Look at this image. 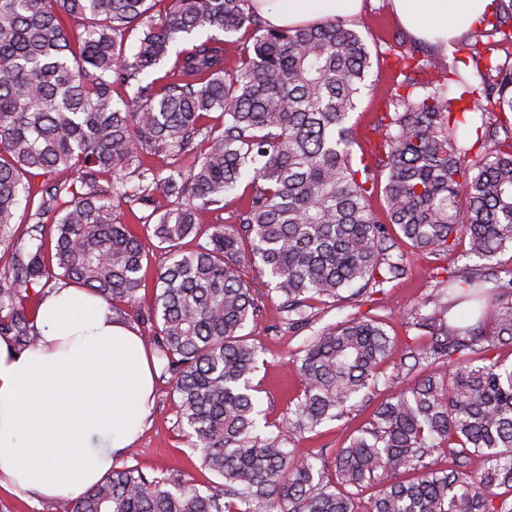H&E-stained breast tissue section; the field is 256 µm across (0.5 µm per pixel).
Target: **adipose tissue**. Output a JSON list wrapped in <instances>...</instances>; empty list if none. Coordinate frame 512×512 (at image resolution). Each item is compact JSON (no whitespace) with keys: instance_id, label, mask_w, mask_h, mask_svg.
<instances>
[{"instance_id":"obj_1","label":"adipose tissue","mask_w":512,"mask_h":512,"mask_svg":"<svg viewBox=\"0 0 512 512\" xmlns=\"http://www.w3.org/2000/svg\"><path fill=\"white\" fill-rule=\"evenodd\" d=\"M276 27L356 14L362 0H258ZM401 23L439 51L495 13L497 0H393ZM40 341L0 337V488L70 501L133 445L153 395L154 359L109 303L73 285L37 308Z\"/></svg>"}]
</instances>
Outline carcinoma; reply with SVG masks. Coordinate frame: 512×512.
<instances>
[{"label":"carcinoma","instance_id":"1","mask_svg":"<svg viewBox=\"0 0 512 512\" xmlns=\"http://www.w3.org/2000/svg\"><path fill=\"white\" fill-rule=\"evenodd\" d=\"M155 2L0 0V240L15 246L0 337L37 345L35 312L54 281L102 296L147 326L178 425L212 476L203 487L125 463L71 512H357L355 491L372 484L369 512H512V363L491 355L512 347V270L502 277L494 263L512 249V61L496 55L512 46V0L467 34L471 69L404 63L375 164L352 150L349 118L372 66L352 24L271 28L254 0H171L157 18ZM212 30L224 38L177 49ZM171 55L159 86L150 72ZM116 84L133 95L114 100ZM469 113L482 119L468 144L459 131ZM60 169L72 182L55 181ZM106 174L133 181L146 236L113 211ZM378 183L387 226L367 205ZM233 192L234 223H203ZM390 226L416 251L464 242L483 261L446 270L423 303L430 311L411 314L428 336L421 353L408 351L414 365L442 359L454 370L397 391L332 460H297L287 445L374 385L393 340L368 316L306 340L302 398L268 432L251 382L259 346L243 334L259 285L277 293L284 323L306 327L314 304L354 301L404 274ZM153 247L170 263L143 308ZM243 265L261 284L242 279ZM487 298L474 322L449 317Z\"/></svg>","mask_w":512,"mask_h":512}]
</instances>
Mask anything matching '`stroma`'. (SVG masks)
<instances>
[{
  "mask_svg": "<svg viewBox=\"0 0 512 512\" xmlns=\"http://www.w3.org/2000/svg\"><path fill=\"white\" fill-rule=\"evenodd\" d=\"M350 21L365 39L373 56L369 74L372 88L365 91L350 116L365 154L370 155L380 141L376 126L385 115L389 91L400 80L396 64L398 55L413 54L420 58L430 54L431 48L404 29L394 12L392 0H364L361 11L351 16ZM395 250L407 258V273L403 278L371 289L356 302L318 304L312 325L303 329L280 327L277 294L266 293L259 300V315L255 322L248 324L245 332L259 347V369L254 382L267 420L273 425L287 417L303 394L301 376L292 359L317 330L366 315L379 319L387 334L395 340L393 357L381 365L377 384L364 390L344 416L293 438L289 448L295 457L305 458L320 452L325 458H332L337 449L346 447L351 436L366 426L376 408L403 383L413 382L424 372L439 378L448 373L447 363L440 360L426 362L421 370H408L399 367L397 359L409 347H426V337L409 326L410 314L432 293L436 284L433 270L465 264V252L459 249L451 254L433 256L413 250L400 239L395 242ZM177 402L170 379L156 377L153 408L133 453L123 454L122 459L151 477L200 482L204 476L191 462V450L177 422Z\"/></svg>",
  "mask_w": 512,
  "mask_h": 512,
  "instance_id": "1",
  "label": "stroma"
}]
</instances>
